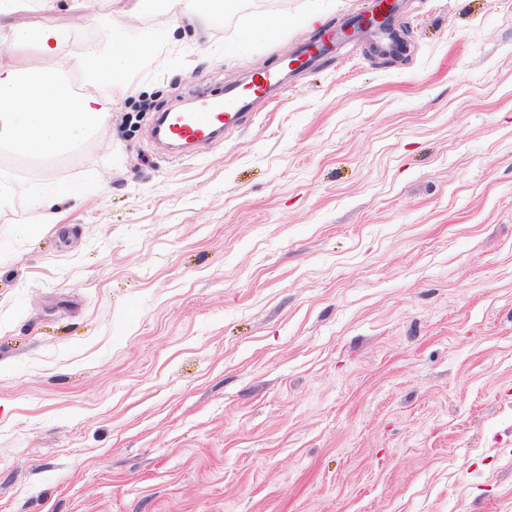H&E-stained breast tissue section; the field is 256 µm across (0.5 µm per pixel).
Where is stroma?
Instances as JSON below:
<instances>
[{
  "mask_svg": "<svg viewBox=\"0 0 512 512\" xmlns=\"http://www.w3.org/2000/svg\"><path fill=\"white\" fill-rule=\"evenodd\" d=\"M366 6L121 15L186 66L75 152L0 153V512H512V0H400L402 55L363 34L287 72ZM113 9L23 0L0 27L70 37L0 64L83 90ZM262 70L278 98L223 140L156 149V113ZM263 32L262 27H257L255 23L250 22L232 42L225 44L224 55L232 56L248 51L253 44V40Z\"/></svg>",
  "mask_w": 512,
  "mask_h": 512,
  "instance_id": "35a3bbf8",
  "label": "stroma"
}]
</instances>
